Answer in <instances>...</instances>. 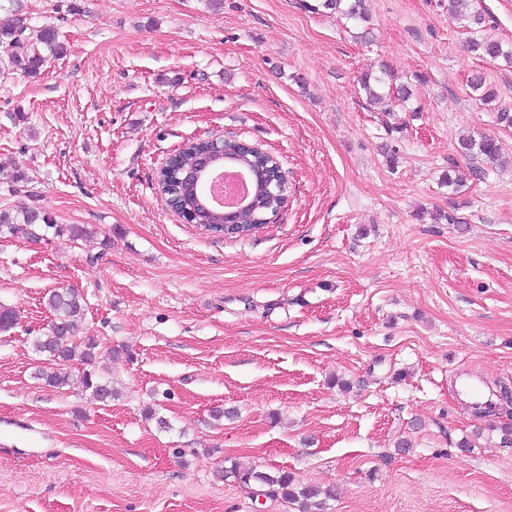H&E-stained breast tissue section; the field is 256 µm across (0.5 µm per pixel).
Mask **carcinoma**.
<instances>
[{
	"label": "carcinoma",
	"instance_id": "cac0c4a2",
	"mask_svg": "<svg viewBox=\"0 0 512 512\" xmlns=\"http://www.w3.org/2000/svg\"><path fill=\"white\" fill-rule=\"evenodd\" d=\"M458 19L472 33L480 32L485 23V17L472 7V0H451ZM317 12L321 9L332 11L353 21H366L364 0H320L310 6ZM6 10L12 18L0 25V47L5 49L7 63L11 69L20 70L29 76H35L42 65L50 57H60L65 53V47L58 40V34L51 27H44L33 32L21 15L20 0H0V11ZM470 51L482 56L512 62V46L501 41L479 37L469 41ZM358 83L365 92L369 102L384 105V111L392 112L396 107H407L412 98L411 89L405 84H398L391 70L385 66L374 70L367 68L360 72ZM471 92L480 97L483 103L493 98V92L486 88L485 79L480 74L473 75L469 80ZM207 147L202 139L190 140L176 150L168 158L166 166L159 176V192L166 203L176 212L190 208L195 209L208 204V201L185 186L178 178V170L189 166L195 154ZM459 151L469 160L470 173L474 177L485 175L483 163H498L502 160V148L499 141L490 135L472 136L459 142ZM224 154L233 166L246 168L254 165H265L277 168V158L263 150L249 148L236 139L224 141ZM284 203V198H273L264 187H253L251 195L242 203L244 208L242 224L229 234L231 238H245L256 225L264 223L266 217L274 208ZM42 225L45 230H53V234H67L74 240L87 237L90 230L77 225H60L53 218L37 209L22 207L12 213L0 211V233L5 231L14 236L32 234V227ZM48 307L53 319L47 324L46 331L36 337L34 346L47 357V360L57 365L63 362L77 360L87 366L80 380L85 390H92L103 402L112 400L116 391L112 382L101 380L95 372L99 360V343L92 336H77V322L84 316V299L72 288H62L53 291L48 298ZM244 488L263 487L268 495H279L289 503H297L307 510L312 506H323V498L329 496L328 490L307 484H297L293 476L286 471L274 474L257 471L253 468L241 469L233 467L224 471Z\"/></svg>",
	"mask_w": 512,
	"mask_h": 512
}]
</instances>
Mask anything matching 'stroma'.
Returning <instances> with one entry per match:
<instances>
[{"instance_id": "1", "label": "stroma", "mask_w": 512, "mask_h": 512, "mask_svg": "<svg viewBox=\"0 0 512 512\" xmlns=\"http://www.w3.org/2000/svg\"><path fill=\"white\" fill-rule=\"evenodd\" d=\"M313 2L24 0L66 53L34 77L0 67V210L94 236L0 235L18 313L0 332V512H295L220 478L236 464L333 489L323 512H512V404L479 417L457 389L474 372L512 390V68L468 51L448 0H366L360 30ZM370 64L412 111L368 103ZM469 135L509 165L455 194L442 179L468 170ZM208 137L287 175L255 235L201 234L155 188ZM67 287L111 402L79 362L72 385L40 377L34 338Z\"/></svg>"}]
</instances>
